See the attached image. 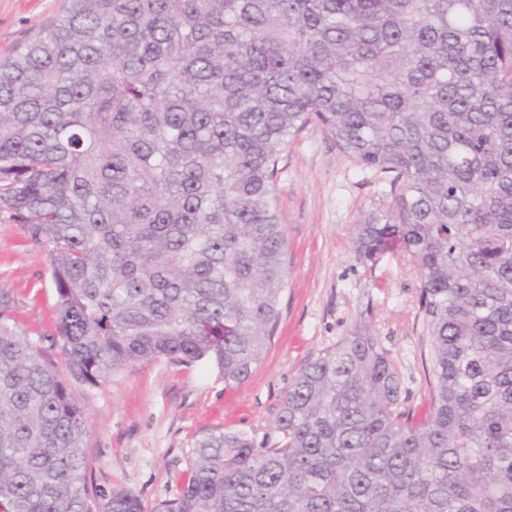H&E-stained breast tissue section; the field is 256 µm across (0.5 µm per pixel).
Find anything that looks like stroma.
<instances>
[{"label":"stroma","instance_id":"obj_1","mask_svg":"<svg viewBox=\"0 0 512 512\" xmlns=\"http://www.w3.org/2000/svg\"><path fill=\"white\" fill-rule=\"evenodd\" d=\"M66 0H0V62L59 17ZM383 183L353 166L325 130L309 125L289 146L276 193L286 227L288 286L277 333L244 383L228 387L216 368L166 360L141 363L97 387L74 385L87 414V480L133 491L146 504L175 495L193 442L213 430L244 432L268 448L282 398L301 365L369 323L396 360L402 389L425 413L428 351L418 315V279L394 256L357 262L353 228L377 203ZM0 289L21 324L51 330L56 293L46 253L20 225L0 220Z\"/></svg>","mask_w":512,"mask_h":512}]
</instances>
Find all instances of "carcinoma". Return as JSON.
Wrapping results in <instances>:
<instances>
[{"mask_svg":"<svg viewBox=\"0 0 512 512\" xmlns=\"http://www.w3.org/2000/svg\"><path fill=\"white\" fill-rule=\"evenodd\" d=\"M311 123L385 183L354 253L417 274L428 411L358 322L301 366L275 446L211 432L152 506L89 488L71 382L261 361ZM0 218L57 298L31 334L0 290V512H512V0H68L0 64Z\"/></svg>","mask_w":512,"mask_h":512,"instance_id":"1","label":"carcinoma"}]
</instances>
